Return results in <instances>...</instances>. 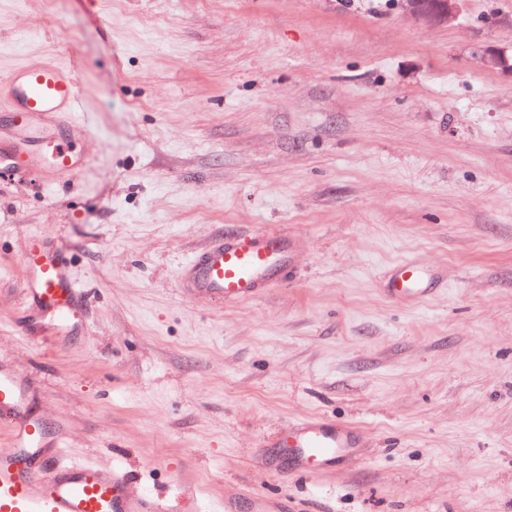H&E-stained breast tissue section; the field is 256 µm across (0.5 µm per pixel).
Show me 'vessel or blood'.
Instances as JSON below:
<instances>
[{"label":"vessel or blood","instance_id":"vessel-or-blood-1","mask_svg":"<svg viewBox=\"0 0 512 512\" xmlns=\"http://www.w3.org/2000/svg\"><path fill=\"white\" fill-rule=\"evenodd\" d=\"M1 96L8 99L13 132L10 140L0 139L1 176L35 168L50 182L81 170L73 144L88 136L89 127L80 117L75 67L54 62L18 68L0 79ZM19 261L27 313L45 321L47 335L69 334L80 322L84 298L71 262L39 241ZM291 263L288 237L248 231L213 239L178 278L191 295L243 302L260 297ZM440 280L436 268L405 257L391 266L384 292L393 302L415 305L431 297ZM27 402L26 386L0 365V411L10 413L13 434L12 448L0 451V512H178L177 500L132 491L119 470L64 463L26 416ZM353 444L350 430L324 416L289 424L278 442L302 468L332 466Z\"/></svg>","mask_w":512,"mask_h":512}]
</instances>
